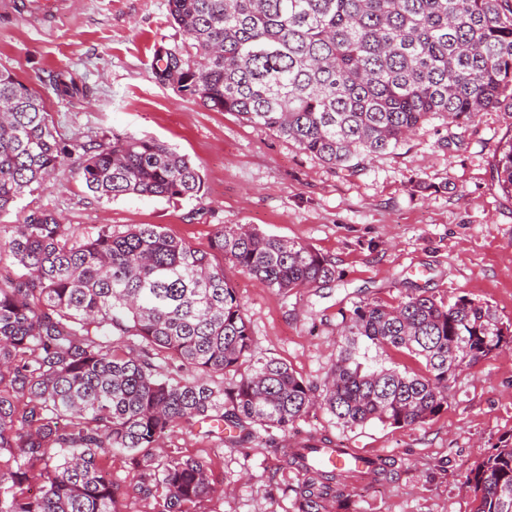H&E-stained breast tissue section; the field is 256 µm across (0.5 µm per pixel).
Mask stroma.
Wrapping results in <instances>:
<instances>
[{"label": "stroma", "instance_id": "35a3bbf8", "mask_svg": "<svg viewBox=\"0 0 512 512\" xmlns=\"http://www.w3.org/2000/svg\"><path fill=\"white\" fill-rule=\"evenodd\" d=\"M187 44L167 0H78L49 26L0 5V69L43 96L61 139L152 138L186 155L203 176L192 198L108 201L87 189L70 159L0 222L17 224L43 209L78 235L154 224L202 251L219 226L247 224L310 246L334 263V280L283 296L248 274L229 277L258 354L314 384L336 359L340 326L368 302L394 304L417 289L446 301L464 295L512 328V197L495 174L499 150L512 139V109L480 113L464 127L436 118L363 169L335 167L158 84L159 48ZM310 434L394 465L392 477L349 484L324 512H475L465 475L512 435V348L451 378L447 407L422 424L347 428L317 405L272 437L260 430L236 443L205 424L174 428L167 442L205 461L224 488L199 512H298L303 476L272 445Z\"/></svg>", "mask_w": 512, "mask_h": 512}]
</instances>
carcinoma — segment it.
Masks as SVG:
<instances>
[{"label": "carcinoma", "instance_id": "obj_1", "mask_svg": "<svg viewBox=\"0 0 512 512\" xmlns=\"http://www.w3.org/2000/svg\"><path fill=\"white\" fill-rule=\"evenodd\" d=\"M195 53L158 52L154 76L292 140L327 164L360 168L436 117L465 126L512 109V0H168ZM75 160L98 198L197 196L202 176L167 144L114 133L63 143L43 97L0 70V214ZM512 195V141L495 165ZM20 267L0 281V512H120L103 457L136 472L126 494L157 512H197L217 493L207 464L162 454L174 427L226 424L283 432L315 402L346 427L425 422L448 405V380L512 343L487 304L418 290L356 307L320 396L285 362L255 355L227 269L286 295L335 279L298 241L224 224L211 252L141 224L72 239L35 210L0 224ZM223 257L215 264L211 253ZM405 351L422 374L369 358ZM230 371L228 386L214 378ZM310 437L286 452L305 476L298 512L343 495L342 470L318 466ZM476 512H512V436L466 475Z\"/></svg>", "mask_w": 512, "mask_h": 512}]
</instances>
